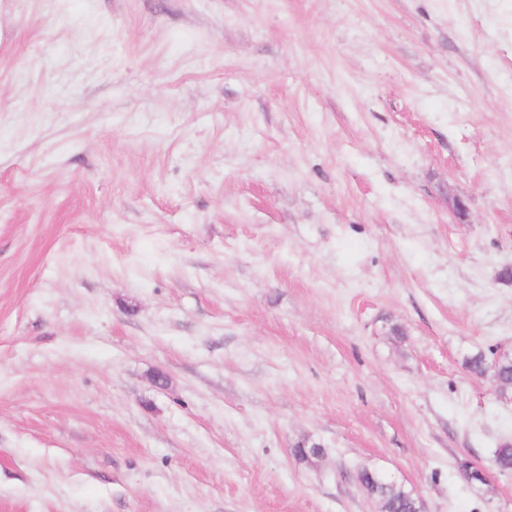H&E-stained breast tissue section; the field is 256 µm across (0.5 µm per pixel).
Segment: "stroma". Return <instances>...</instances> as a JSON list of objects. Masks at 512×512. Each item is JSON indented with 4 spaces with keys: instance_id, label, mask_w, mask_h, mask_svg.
<instances>
[{
    "instance_id": "obj_1",
    "label": "stroma",
    "mask_w": 512,
    "mask_h": 512,
    "mask_svg": "<svg viewBox=\"0 0 512 512\" xmlns=\"http://www.w3.org/2000/svg\"><path fill=\"white\" fill-rule=\"evenodd\" d=\"M478 351L512 0H0V512H512ZM360 483L376 487L383 498L382 512H410L412 501L417 499L411 491L405 490L377 470L364 469L358 475Z\"/></svg>"
}]
</instances>
